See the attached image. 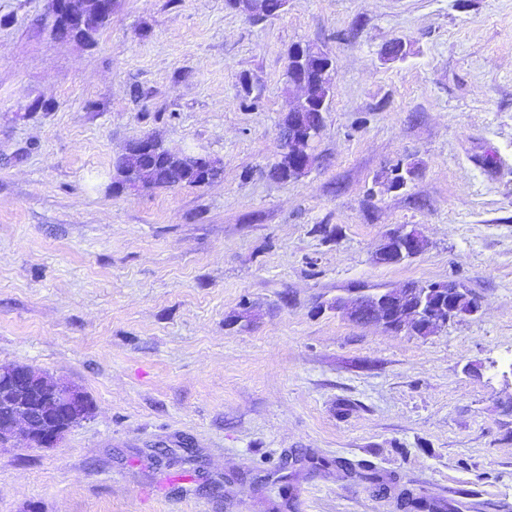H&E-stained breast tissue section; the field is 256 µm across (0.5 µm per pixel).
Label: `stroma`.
<instances>
[{
  "instance_id": "1",
  "label": "stroma",
  "mask_w": 512,
  "mask_h": 512,
  "mask_svg": "<svg viewBox=\"0 0 512 512\" xmlns=\"http://www.w3.org/2000/svg\"><path fill=\"white\" fill-rule=\"evenodd\" d=\"M50 25L51 0H0V365L93 413L54 448L0 446V512H406L403 492L512 512V0L259 22L117 0L93 40ZM297 43L335 86L317 165L282 181ZM146 135L222 177L114 192ZM407 224L424 251L377 264ZM434 281L478 313L418 336L334 308ZM321 53L314 52L309 45L297 44L293 47L289 55V63H292L296 69H306L311 61L315 60L324 66L322 76L334 84L333 68L331 61L324 62L321 60ZM328 72V74H326Z\"/></svg>"
}]
</instances>
